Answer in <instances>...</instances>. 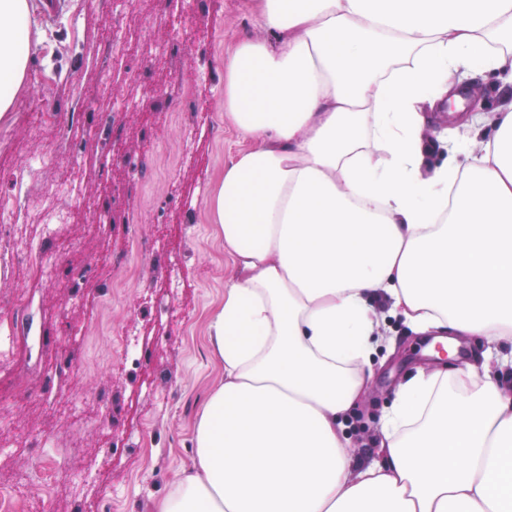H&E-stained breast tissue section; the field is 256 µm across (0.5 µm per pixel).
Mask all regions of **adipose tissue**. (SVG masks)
<instances>
[{"mask_svg": "<svg viewBox=\"0 0 512 512\" xmlns=\"http://www.w3.org/2000/svg\"><path fill=\"white\" fill-rule=\"evenodd\" d=\"M266 36L224 61L252 142L210 198L236 267L209 340L224 378L152 512H512V374L401 384L378 461L343 422L378 301L415 333L512 344V102L426 169L427 110L481 59L512 84V0H253ZM43 41L0 0V120Z\"/></svg>", "mask_w": 512, "mask_h": 512, "instance_id": "obj_1", "label": "adipose tissue"}]
</instances>
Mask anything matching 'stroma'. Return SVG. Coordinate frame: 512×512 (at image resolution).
Listing matches in <instances>:
<instances>
[{
    "mask_svg": "<svg viewBox=\"0 0 512 512\" xmlns=\"http://www.w3.org/2000/svg\"><path fill=\"white\" fill-rule=\"evenodd\" d=\"M166 2L62 0L46 19L30 0L44 43L0 122V205L16 207L0 230V263L32 245L54 267L37 281L17 265L0 272V299L33 297L40 339L32 352L16 344L0 371V487L37 503L49 462L87 480L81 494L60 487L50 512H151L190 464L197 412L224 376L207 342L209 315L234 276L209 213L240 141L224 112V59L265 32L245 0H182L170 27L159 20ZM125 30L138 35V55H114L108 36ZM103 81L111 95L96 94ZM457 82L468 118L492 136L512 86L479 68ZM40 153L44 165L29 169L27 157ZM64 178L71 193L43 194ZM22 187L31 205L68 212L53 236L16 206ZM105 255L108 281L98 274ZM126 334L133 366L109 342ZM417 340L385 315L373 378L349 419L355 457L377 458L394 389L421 366ZM64 356L71 370L47 400L43 383Z\"/></svg>",
    "mask_w": 512,
    "mask_h": 512,
    "instance_id": "1",
    "label": "stroma"
}]
</instances>
